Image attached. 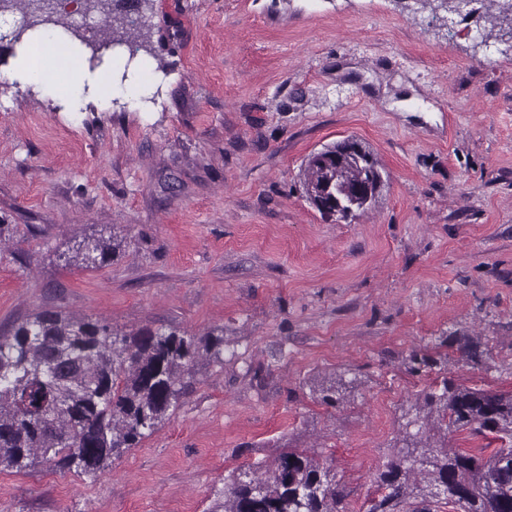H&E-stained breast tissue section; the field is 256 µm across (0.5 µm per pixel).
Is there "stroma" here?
Instances as JSON below:
<instances>
[{
    "label": "stroma",
    "instance_id": "1",
    "mask_svg": "<svg viewBox=\"0 0 512 512\" xmlns=\"http://www.w3.org/2000/svg\"><path fill=\"white\" fill-rule=\"evenodd\" d=\"M136 54L94 58L103 18L65 34L84 96L11 74L34 29L0 40V333L44 310L224 336L169 418L98 477L0 473V512H208L230 475L286 450L330 464L366 512L403 414L449 378L512 391V22L416 0H140ZM111 94H103L104 86ZM141 86V99L125 97ZM352 137L389 174L375 208L320 214L302 164ZM114 238L101 266L75 260ZM479 337L481 365L449 350ZM356 387L323 404L314 384ZM117 245L103 238H86L82 240L77 248V257H81L84 264L96 265L98 261L104 262L109 257L108 254L112 250V254L116 251Z\"/></svg>",
    "mask_w": 512,
    "mask_h": 512
}]
</instances>
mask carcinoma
Returning <instances> with one entry per match:
<instances>
[{"instance_id": "cac0c4a2", "label": "carcinoma", "mask_w": 512, "mask_h": 512, "mask_svg": "<svg viewBox=\"0 0 512 512\" xmlns=\"http://www.w3.org/2000/svg\"><path fill=\"white\" fill-rule=\"evenodd\" d=\"M144 22L127 16L104 21L106 43L122 44ZM388 174L369 147L344 139L306 158L302 189L316 209L341 201L350 218L373 208ZM117 245L86 238L77 248L85 264L108 259ZM478 365L484 351L469 336H447ZM224 339L141 329L119 333L91 318L44 310L0 334V471L27 472L51 460L62 470L96 476L112 457L136 447L167 417L182 394L184 375L203 354L219 356ZM343 380L319 385L336 403ZM404 447L379 474L380 495L368 512H404L412 497L443 499L459 512H512V447L485 458L471 449L432 440L433 414L446 428L512 440V392L457 388L445 379L410 408ZM345 488L330 467L303 452L283 453L265 475H233L209 512H347Z\"/></svg>"}]
</instances>
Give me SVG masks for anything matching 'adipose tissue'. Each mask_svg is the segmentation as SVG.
<instances>
[{
  "label": "adipose tissue",
  "mask_w": 512,
  "mask_h": 512,
  "mask_svg": "<svg viewBox=\"0 0 512 512\" xmlns=\"http://www.w3.org/2000/svg\"><path fill=\"white\" fill-rule=\"evenodd\" d=\"M60 34L61 30L57 27L40 32L30 50L27 70L15 72V80L24 85L34 79L52 91L68 90L72 95L80 94L79 75L83 67L67 56Z\"/></svg>",
  "instance_id": "obj_1"
}]
</instances>
